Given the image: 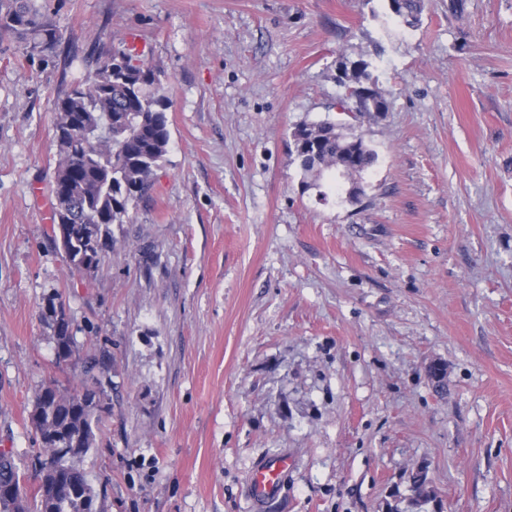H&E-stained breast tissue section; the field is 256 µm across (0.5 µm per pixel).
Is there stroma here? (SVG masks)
Segmentation results:
<instances>
[{
    "label": "stroma",
    "instance_id": "obj_1",
    "mask_svg": "<svg viewBox=\"0 0 512 512\" xmlns=\"http://www.w3.org/2000/svg\"><path fill=\"white\" fill-rule=\"evenodd\" d=\"M62 34L0 37V450L38 485L43 384L112 357L82 466L104 512H512V0H36ZM139 38L170 144L98 268L51 232L54 104ZM391 102L355 121L340 58ZM377 158L359 201L303 189L291 133ZM80 345L56 358L49 299ZM443 368L434 379L431 365ZM291 456L254 500L258 463ZM396 1V8L392 10L389 6L391 13L404 25L414 27L421 21V16L424 9V0H387ZM411 488L413 497L411 500L412 506L419 512H426L421 510L423 506L429 504L438 505V512H442L441 499L439 498L436 490L428 478V471L425 466H418L410 473ZM419 486H422V491H419Z\"/></svg>",
    "mask_w": 512,
    "mask_h": 512
}]
</instances>
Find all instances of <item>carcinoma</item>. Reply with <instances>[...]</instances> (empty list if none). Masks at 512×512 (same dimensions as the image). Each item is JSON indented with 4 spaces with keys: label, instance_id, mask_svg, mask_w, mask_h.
Returning a JSON list of instances; mask_svg holds the SVG:
<instances>
[{
    "label": "carcinoma",
    "instance_id": "obj_1",
    "mask_svg": "<svg viewBox=\"0 0 512 512\" xmlns=\"http://www.w3.org/2000/svg\"><path fill=\"white\" fill-rule=\"evenodd\" d=\"M424 0H396L393 15L404 25L420 23ZM0 33L12 35L34 56L44 45L54 49L61 41L56 25L30 0H0ZM124 71L110 72L101 61L95 72L55 102V141L58 162L52 213H65L68 239L62 245L74 275L88 274L100 263L95 242L102 227L130 219V207L150 188L155 171L168 152L170 131L166 88L151 68L129 53L112 56ZM369 63L360 60L337 68L336 82L348 89L342 111L363 117L383 112L390 101L375 88ZM301 185L321 187V181L344 179L348 197L359 200V179L376 160L363 135H345L336 123L303 124L291 133ZM58 361L77 349L75 339H63L68 325L52 323ZM98 371L84 391H62L51 381L37 393L32 413L41 417L35 427L43 448L42 466H48L51 486L40 485L28 496L24 473L15 459L0 452V483L15 487L14 497L0 499V512H101L98 494L82 467L96 442L103 416L90 410L96 397H106L104 382L111 381L110 357L102 352L87 360L86 372ZM67 444L59 454V442ZM412 506L441 505L427 468L410 473Z\"/></svg>",
    "mask_w": 512,
    "mask_h": 512
}]
</instances>
